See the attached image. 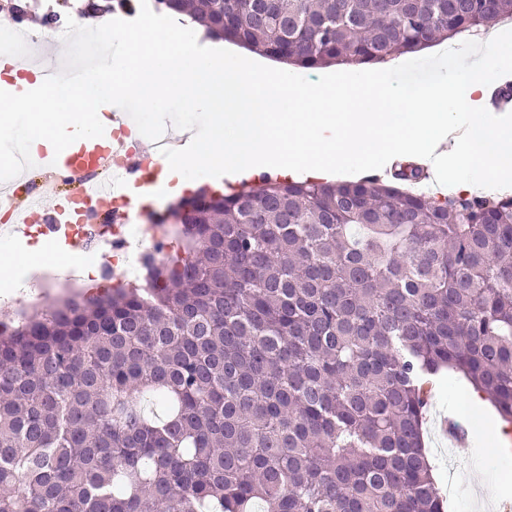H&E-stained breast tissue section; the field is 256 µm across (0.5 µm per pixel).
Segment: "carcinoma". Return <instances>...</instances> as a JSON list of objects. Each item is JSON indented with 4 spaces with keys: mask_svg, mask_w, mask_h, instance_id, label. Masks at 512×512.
Returning a JSON list of instances; mask_svg holds the SVG:
<instances>
[{
    "mask_svg": "<svg viewBox=\"0 0 512 512\" xmlns=\"http://www.w3.org/2000/svg\"><path fill=\"white\" fill-rule=\"evenodd\" d=\"M156 3L302 68L512 18V0ZM422 178L198 189L154 287L13 322L0 512H445L423 441L433 378L463 373L512 424V196L432 199Z\"/></svg>",
    "mask_w": 512,
    "mask_h": 512,
    "instance_id": "obj_1",
    "label": "carcinoma"
}]
</instances>
